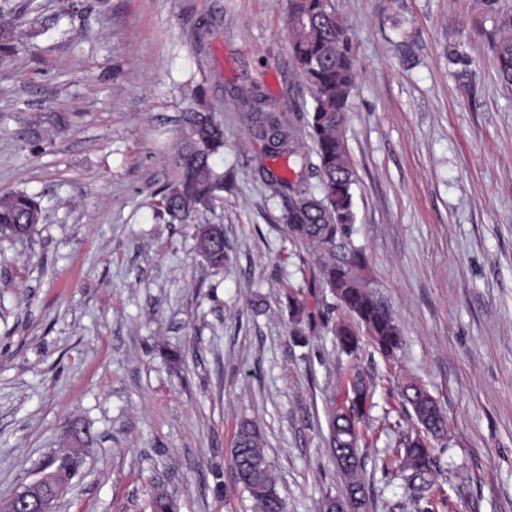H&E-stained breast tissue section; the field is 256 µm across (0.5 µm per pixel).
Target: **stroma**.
<instances>
[{"label": "stroma", "instance_id": "35a3bbf8", "mask_svg": "<svg viewBox=\"0 0 512 512\" xmlns=\"http://www.w3.org/2000/svg\"><path fill=\"white\" fill-rule=\"evenodd\" d=\"M358 58L343 135L356 182L350 239L403 331L341 355L329 325L292 336L287 287L316 258L293 244L259 167L241 88L277 109L312 99L292 72L287 0H0L19 52L0 65V195L37 196L29 239L0 238V499L90 437L55 512H253L230 450L255 424L286 502L345 493L327 449L331 401L376 385L363 423L368 512L408 496L381 461L416 426L400 389L448 419L435 488L445 512H512V89L494 71L488 0H334ZM224 124L222 203L159 219L153 194L184 112ZM220 224L228 259L196 249Z\"/></svg>", "mask_w": 512, "mask_h": 512}]
</instances>
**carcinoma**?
<instances>
[{
	"label": "carcinoma",
	"instance_id": "obj_1",
	"mask_svg": "<svg viewBox=\"0 0 512 512\" xmlns=\"http://www.w3.org/2000/svg\"><path fill=\"white\" fill-rule=\"evenodd\" d=\"M287 37L289 56L299 85L307 88L313 100L307 119V136L313 144L319 174L317 190L306 187L303 173L311 165L308 154L297 150V136L291 119L282 112L271 115L269 129L258 130V137L275 140L263 145L270 156H283L291 180L277 176L265 167L260 172L275 195L288 197L281 220L288 237L310 245L319 252V276L311 287L328 289L338 312L332 331L339 349L352 356L358 353L360 337L367 336L380 354L388 359L403 344L402 331L376 292L368 277L369 260L365 250L349 238L354 224L352 186L355 172L345 140L343 123L357 76V59L346 28L340 22L333 0H288ZM496 78L512 88V10L500 12L497 32L492 37ZM17 45L11 21L0 13V64L13 60ZM224 149V124L209 109L190 110L183 117L181 139L170 163L175 175L157 193L156 211L170 224L193 222L196 213L209 209L223 196L231 174L218 170L212 159ZM42 208L37 197L24 191L0 196V225L37 230ZM199 253L216 269L227 258L224 226L213 224L197 244ZM288 308L294 323L293 335L302 337L318 326L316 312L288 289ZM371 389L356 373L349 381L345 404L330 412L329 445L337 468L346 477L347 512H366L367 500L362 479L365 461L359 445L366 443L360 424L366 413ZM418 422L415 432L402 436L383 469L404 473L410 498L417 512H435L432 475L438 467L435 442L448 436L447 418L432 394L419 384L410 383L402 392ZM236 479L248 492L258 512H285V502L271 473L258 431L249 423L240 425L231 450ZM426 506H420V502ZM152 512H179L176 497L159 493L151 503Z\"/></svg>",
	"mask_w": 512,
	"mask_h": 512
}]
</instances>
